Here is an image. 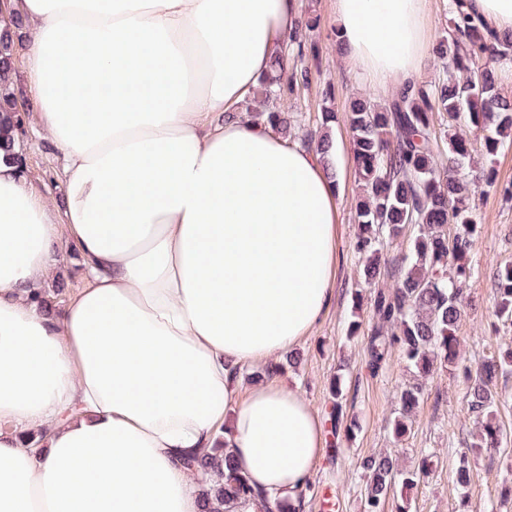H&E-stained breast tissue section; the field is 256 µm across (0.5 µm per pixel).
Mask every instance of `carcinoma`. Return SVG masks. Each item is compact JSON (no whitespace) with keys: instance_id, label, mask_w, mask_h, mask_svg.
I'll use <instances>...</instances> for the list:
<instances>
[{"instance_id":"cac0c4a2","label":"carcinoma","mask_w":512,"mask_h":512,"mask_svg":"<svg viewBox=\"0 0 512 512\" xmlns=\"http://www.w3.org/2000/svg\"><path fill=\"white\" fill-rule=\"evenodd\" d=\"M451 0L448 34L441 37L434 55L442 77L431 84L414 83L399 90L395 98L379 108L366 97L350 105L349 124L355 170L362 184L356 204L358 233L355 251L361 274L369 285L379 282L380 234L398 237L405 226L416 229L411 253L404 258V273L391 289L377 288L370 308L373 325L365 342L366 364L377 375L395 349L420 374L437 368L461 372L471 381L465 399L474 419L473 452L491 451L503 440L497 421V401L490 386L499 375L512 372V348L484 361L476 370L463 364L457 335L463 305V285L473 276L469 260L475 218L469 200L482 183L493 186L491 175L472 180L458 173L470 157L469 139L460 134H431L433 113L450 118L468 117L475 129L484 132L486 153L494 155L512 137V103L498 92L500 72L512 65V38L486 30L481 23L458 9ZM316 21L309 19L291 37L288 59L278 58L261 80V89L248 105L250 117L267 120L288 132L296 119L283 108L299 84L306 81V57L313 47L307 32ZM15 41L7 30L0 31V152L22 158L13 132L21 130L24 116L8 91ZM457 226L448 238L447 224ZM496 317L512 321V262L496 271ZM423 397L422 385L401 389L392 433L405 436L411 418ZM184 464L201 476L202 512H234L256 500L249 480L234 466L225 447L210 448L185 459ZM432 456L421 453L419 463L400 469L388 452L365 457V512H384L396 484L411 488L432 469Z\"/></svg>"}]
</instances>
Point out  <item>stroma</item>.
Returning a JSON list of instances; mask_svg holds the SVG:
<instances>
[{
	"mask_svg": "<svg viewBox=\"0 0 512 512\" xmlns=\"http://www.w3.org/2000/svg\"><path fill=\"white\" fill-rule=\"evenodd\" d=\"M303 15L316 17L317 28L309 39L317 54L308 60L309 79L299 86L290 101L303 131L328 130L333 145V168L340 194L338 245L340 262L336 271L334 298L324 321L296 348L297 363L287 364L280 378L298 388L324 419L325 450L316 463L310 483L303 493L305 512H323L322 493L335 490L337 512H364V477L361 458L378 452H393L402 466H414L421 453L433 457L428 478L413 489H396L385 505V512H396L402 499H410L412 512H512V497H503L505 486L512 485V372L498 379L497 419L504 431L499 450L483 455L475 463L476 474L468 486H460L455 468L472 440L474 423L466 401V383L460 376L445 371L419 380L400 353H393L385 369L370 375L364 363L362 338L369 333L372 320V289L360 275L359 256L354 243L357 221L354 205L361 195L355 176L351 133L346 113L354 97L367 95L377 105L388 103L391 94L376 85L361 81L336 50L332 0H300ZM29 25L20 22L13 38L17 46L9 89L20 110L27 113L26 131L20 151L38 191L49 204L62 205L64 186L59 177L61 157L37 121L28 93L23 48ZM332 102L334 121L321 120L325 102ZM455 130L471 142V161L466 174L479 172L485 165L494 169V187L472 196L478 234L470 258L476 273L463 292V314L459 327L461 352L476 366L512 345V322L493 314L494 273L500 263L512 261V198L504 196L512 186V143L504 144L494 160H487L483 134L459 121ZM360 322L358 336H350L351 322ZM340 377L345 393L341 412H334L329 393L333 377ZM422 383L424 398L417 409L409 434L394 440L390 422L398 407L402 387ZM356 422L353 440H345L337 424Z\"/></svg>",
	"mask_w": 512,
	"mask_h": 512,
	"instance_id": "obj_1",
	"label": "stroma"
}]
</instances>
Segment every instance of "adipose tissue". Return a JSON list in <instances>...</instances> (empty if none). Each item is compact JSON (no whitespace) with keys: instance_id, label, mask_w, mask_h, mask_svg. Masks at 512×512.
<instances>
[{"instance_id":"adipose-tissue-1","label":"adipose tissue","mask_w":512,"mask_h":512,"mask_svg":"<svg viewBox=\"0 0 512 512\" xmlns=\"http://www.w3.org/2000/svg\"><path fill=\"white\" fill-rule=\"evenodd\" d=\"M368 81L421 69L427 0H333ZM29 24L62 209L0 156V512H201L186 456L224 440L267 512L301 505L324 423L239 374L323 321L338 193L320 153L250 119L299 0H0ZM85 284L33 302L64 248Z\"/></svg>"}]
</instances>
